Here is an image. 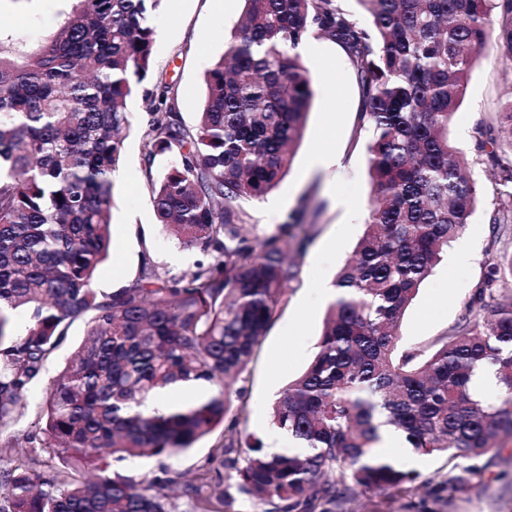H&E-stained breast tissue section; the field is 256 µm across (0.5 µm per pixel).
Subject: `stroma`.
<instances>
[{
  "label": "stroma",
  "mask_w": 512,
  "mask_h": 512,
  "mask_svg": "<svg viewBox=\"0 0 512 512\" xmlns=\"http://www.w3.org/2000/svg\"><path fill=\"white\" fill-rule=\"evenodd\" d=\"M70 7L69 0H0V24L6 32L35 43L57 31ZM244 7L243 0H165L153 20L156 36L151 76L173 83L178 112L187 126L197 122L205 94L204 73L230 45ZM322 47L321 53L304 57L315 78L314 98L290 172L264 200L241 203L260 233L281 223L305 193H313L319 206L318 212L308 216L313 243L302 260L300 275L288 288L257 356L230 389L231 395H242L246 403V434L261 439L272 452L282 442L270 425L269 404L313 358L330 304L310 285L334 280L351 257L364 231L370 191L366 138L357 132L359 88L343 52L327 40ZM511 98L512 66L486 54L474 67L467 95L449 128L455 145L473 161L471 175L480 201L465 231L451 242L447 255L406 312L400 327L404 348L422 350L449 336L466 313L488 257L505 249L512 251V236L498 242L492 238L488 212L496 169L490 158L477 150L473 138L477 125L496 124L498 112ZM127 108L132 125L124 142L122 165L114 175L113 249L93 281L100 291L127 285L146 255L175 275L191 271L202 258L199 251L181 247L159 231L142 156L149 105L139 93L128 100ZM317 154L335 156V165L313 166L311 159ZM85 332V323L70 327L40 379L28 390L25 414L0 432V437L16 440L14 455L49 459V449L28 442L27 436L36 428L51 382ZM223 438L224 430L219 427L194 448L166 462L134 458L114 464L113 470L136 481L162 466L190 476L205 462L212 445ZM502 446L500 455L488 464L482 484L452 503L421 491L411 497L394 492L380 496L361 493L346 504L345 512H512V438L504 439Z\"/></svg>",
  "instance_id": "1"
}]
</instances>
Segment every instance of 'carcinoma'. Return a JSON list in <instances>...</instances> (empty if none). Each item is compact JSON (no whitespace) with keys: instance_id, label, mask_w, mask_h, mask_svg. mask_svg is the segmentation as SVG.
Wrapping results in <instances>:
<instances>
[{"instance_id":"carcinoma-1","label":"carcinoma","mask_w":512,"mask_h":512,"mask_svg":"<svg viewBox=\"0 0 512 512\" xmlns=\"http://www.w3.org/2000/svg\"><path fill=\"white\" fill-rule=\"evenodd\" d=\"M164 2L78 0L46 41L0 36V431L22 416L70 326L87 325L41 409L57 463L27 457L0 468V512H179L180 486L193 512H224L225 468L236 471L237 493L274 512H336L359 491L423 488L453 501L512 437V293L501 288L512 282V252L489 259L451 336L406 352L399 329L475 210L478 189L448 128L485 49L512 64V0H356L364 23L342 0H245L230 46L205 72L195 128L176 112L172 84L144 90L157 222L206 260L172 275L145 256L127 285L97 291L127 100L152 68V18ZM309 36L336 43L354 71L371 194L318 351L271 405L273 426L303 448L285 455L242 439L246 404L230 412L224 379L257 355L312 244L308 201L262 236L238 207L290 171L314 95L298 51ZM500 116V135L474 129L497 169L496 238L512 233V102ZM161 157L173 161L155 173ZM482 373L499 398L473 389ZM190 380L209 383L202 401L147 409ZM221 425L224 441L190 479L164 469L136 484L111 473L128 458L176 456ZM382 425L420 454L446 456V470L417 483V472L378 452ZM242 446L241 466L231 453Z\"/></svg>"}]
</instances>
